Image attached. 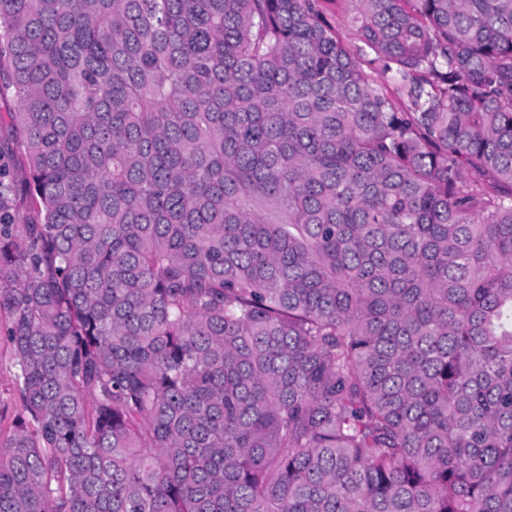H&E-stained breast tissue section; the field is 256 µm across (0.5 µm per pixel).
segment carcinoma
<instances>
[{
    "instance_id": "carcinoma-1",
    "label": "carcinoma",
    "mask_w": 512,
    "mask_h": 512,
    "mask_svg": "<svg viewBox=\"0 0 512 512\" xmlns=\"http://www.w3.org/2000/svg\"><path fill=\"white\" fill-rule=\"evenodd\" d=\"M0 0V512H512V0ZM321 9L325 18L337 28L338 33L345 40H351L353 31L349 25L353 5L336 0H320ZM10 70L4 62L0 67V144L11 141L12 129L9 112H18V102L10 87ZM0 167L3 184L20 185L30 177L27 161L19 150L2 152ZM13 371L9 349L0 341V405L7 409L2 422L3 430H9L13 418Z\"/></svg>"
}]
</instances>
